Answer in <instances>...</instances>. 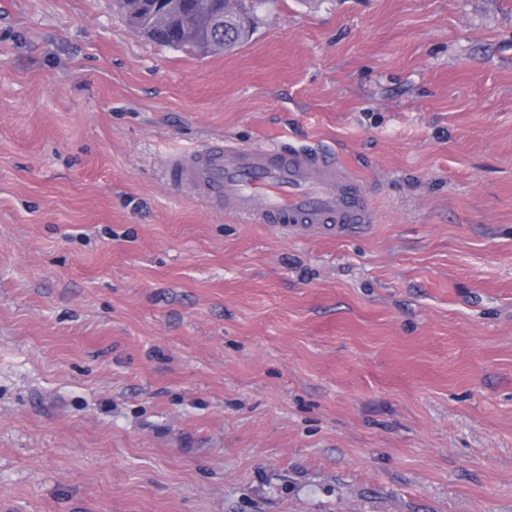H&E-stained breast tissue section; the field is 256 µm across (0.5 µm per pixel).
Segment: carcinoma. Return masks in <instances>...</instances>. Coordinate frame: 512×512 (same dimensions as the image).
Masks as SVG:
<instances>
[{
	"label": "carcinoma",
	"instance_id": "cac0c4a2",
	"mask_svg": "<svg viewBox=\"0 0 512 512\" xmlns=\"http://www.w3.org/2000/svg\"><path fill=\"white\" fill-rule=\"evenodd\" d=\"M265 0H235L243 13L240 22L213 29L210 12L222 8L221 0H211L205 6L198 0H177L168 10L155 7L151 0H115L132 28L154 43L171 47L177 43L189 50H228L248 40L256 21V12Z\"/></svg>",
	"mask_w": 512,
	"mask_h": 512
}]
</instances>
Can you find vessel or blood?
<instances>
[{
    "label": "vessel or blood",
    "instance_id": "obj_1",
    "mask_svg": "<svg viewBox=\"0 0 512 512\" xmlns=\"http://www.w3.org/2000/svg\"><path fill=\"white\" fill-rule=\"evenodd\" d=\"M168 184L282 233L372 223L363 184L335 158L284 142L208 144L169 155Z\"/></svg>",
    "mask_w": 512,
    "mask_h": 512
}]
</instances>
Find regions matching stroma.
I'll list each match as a JSON object with an SVG mask.
<instances>
[{
	"mask_svg": "<svg viewBox=\"0 0 512 512\" xmlns=\"http://www.w3.org/2000/svg\"><path fill=\"white\" fill-rule=\"evenodd\" d=\"M272 139L373 223L161 178ZM0 512H512V0H267L206 56L0 0Z\"/></svg>",
	"mask_w": 512,
	"mask_h": 512,
	"instance_id": "obj_1",
	"label": "stroma"
}]
</instances>
